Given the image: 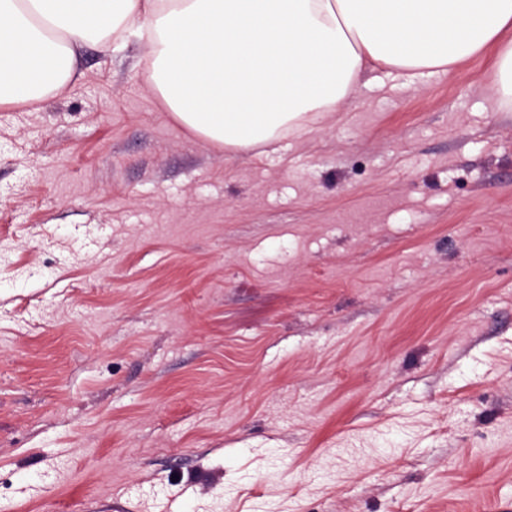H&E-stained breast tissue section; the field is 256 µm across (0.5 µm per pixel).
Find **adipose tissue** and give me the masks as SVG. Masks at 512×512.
Segmentation results:
<instances>
[{"instance_id": "ef3b65f1", "label": "adipose tissue", "mask_w": 512, "mask_h": 512, "mask_svg": "<svg viewBox=\"0 0 512 512\" xmlns=\"http://www.w3.org/2000/svg\"><path fill=\"white\" fill-rule=\"evenodd\" d=\"M148 32V84L203 142L248 149L338 111L365 65L414 85L493 46L512 112V0H0V106L76 81L81 49Z\"/></svg>"}]
</instances>
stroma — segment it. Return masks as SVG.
Instances as JSON below:
<instances>
[{
	"label": "stroma",
	"instance_id": "stroma-1",
	"mask_svg": "<svg viewBox=\"0 0 512 512\" xmlns=\"http://www.w3.org/2000/svg\"><path fill=\"white\" fill-rule=\"evenodd\" d=\"M147 40L0 107V512H512L495 48L224 151Z\"/></svg>",
	"mask_w": 512,
	"mask_h": 512
}]
</instances>
